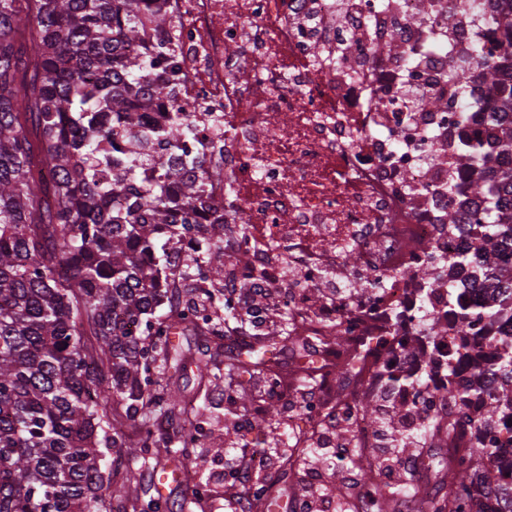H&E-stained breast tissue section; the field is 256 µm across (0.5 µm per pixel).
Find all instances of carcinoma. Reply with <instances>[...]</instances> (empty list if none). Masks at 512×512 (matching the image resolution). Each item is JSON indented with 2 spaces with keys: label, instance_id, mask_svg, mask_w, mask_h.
I'll return each instance as SVG.
<instances>
[{
  "label": "carcinoma",
  "instance_id": "cac0c4a2",
  "mask_svg": "<svg viewBox=\"0 0 512 512\" xmlns=\"http://www.w3.org/2000/svg\"><path fill=\"white\" fill-rule=\"evenodd\" d=\"M0 0V512H168L163 497L140 500L132 495L134 475L102 494L97 466L100 445L126 448L135 460L165 458L177 472L185 468L196 445L199 411L175 399L172 391L152 393L149 363L162 356L172 371L186 369L171 343L175 324L192 327L210 341L206 309L187 303L177 322L152 321L170 291L165 272L170 263L161 238L205 229L190 251L178 256L187 277L204 275L224 281L217 251L224 241V215L214 213L204 195L206 172L188 175L182 158L195 148L181 113L148 129L145 114L175 100L173 80L148 77L150 56L125 53V43L147 20L155 30L171 19L161 0ZM490 26L502 34V52L478 53L459 64L456 82L466 85L472 70L493 91L491 148L512 153V0H502ZM427 112H446L443 97L428 94L419 103ZM112 114V124L99 116ZM140 148L112 152L117 141ZM461 165L483 163L484 143L460 135ZM145 158L153 179L141 178L137 161ZM112 168V183L97 180L98 168ZM176 188L165 195L163 185ZM466 195L486 200L474 213L469 232L481 248L503 260L490 265L484 287L500 295L498 309L512 311V166L484 167L469 181ZM369 277L356 278L350 291L360 297L380 292ZM336 328L318 338L336 350L348 339L347 311L339 308ZM454 330L467 336L481 316L462 307L452 310ZM144 329L154 337L140 342ZM258 327L254 311L241 312L224 299V327ZM248 350L224 362V383L234 410L224 420V442L238 436V417L251 413L250 398L239 378L260 375L270 397L294 381L307 390L340 377L345 366L316 364L309 339L298 332L288 311L282 323L254 334ZM475 357L497 360L499 388L490 392L479 381L453 382L456 356L448 355V397H482L477 422L490 426L512 413V338L490 339ZM179 412L188 427L166 433L155 427L156 412ZM425 425L396 435L401 455L419 453ZM326 428L310 433L302 447L288 443V432L271 429L261 448L245 447L261 459L275 458L285 476L301 474L310 462L325 459L327 486L338 512H356L353 499L369 498L376 512H402L414 484L378 479L387 469L376 448H347L328 455ZM483 441L460 449L453 463L437 474L445 493L427 503L426 512H477L475 476L488 454ZM248 512H279L283 488L264 480L244 487Z\"/></svg>",
  "mask_w": 512,
  "mask_h": 512
}]
</instances>
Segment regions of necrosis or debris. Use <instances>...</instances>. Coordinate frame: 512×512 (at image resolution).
I'll list each match as a JSON object with an SVG mask.
<instances>
[{
	"label": "necrosis or debris",
	"mask_w": 512,
	"mask_h": 512,
	"mask_svg": "<svg viewBox=\"0 0 512 512\" xmlns=\"http://www.w3.org/2000/svg\"><path fill=\"white\" fill-rule=\"evenodd\" d=\"M494 0H429L418 15L417 0H167L172 25L167 32L144 25L127 43L145 55L160 39L174 47L177 96L183 117L197 139L207 171L204 190L211 203L233 212L244 199L239 182L257 178L266 191L252 201L253 221L265 225L274 247L287 250L289 266L301 282L291 285L288 309L303 318L308 336L329 333L339 304H349L355 325L340 379L339 394L314 391L305 414L316 424L336 413L354 421V443L373 447L370 428L357 420L354 403L378 392L391 374L427 373L422 389L391 391L398 405L416 410L430 402L425 423L465 422L464 407L450 399L444 364L458 353L456 380L482 375L486 387L498 381L490 359L461 354V340L446 327L451 303L473 311L488 298L478 283L489 261L466 225L450 224L448 212L467 214L466 181L454 142L458 131L481 136L491 128L489 87L469 81L458 86L453 73L463 58L497 40L488 24ZM349 34L356 50L343 55L334 31ZM325 53L309 59L310 41ZM381 46L371 54L370 46ZM301 59L281 69V50ZM264 59L258 70L245 60ZM266 88L265 107L247 111V91ZM426 89L448 102L444 112L420 110L407 88ZM386 105L374 108L375 97ZM287 112L288 125L276 115ZM443 161L431 158L432 147ZM335 161V180L325 176ZM226 240L255 278L277 286L281 267L268 263L239 228ZM354 250L361 269L379 279L380 298H351L350 277L338 268L345 250ZM466 265H454V256ZM434 267V282L410 277L408 270ZM337 268L341 292L317 301L309 290L329 268ZM494 452L480 473V512H505L512 492V433L496 427Z\"/></svg>",
	"instance_id": "1"
}]
</instances>
